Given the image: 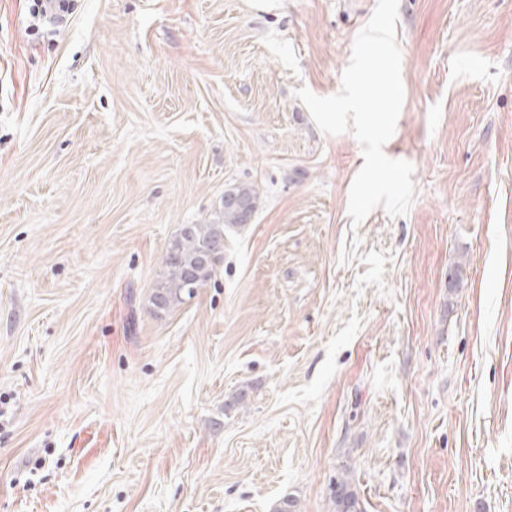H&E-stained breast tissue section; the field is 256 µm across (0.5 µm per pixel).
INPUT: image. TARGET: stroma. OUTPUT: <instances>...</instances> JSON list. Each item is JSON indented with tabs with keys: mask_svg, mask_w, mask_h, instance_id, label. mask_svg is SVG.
Listing matches in <instances>:
<instances>
[{
	"mask_svg": "<svg viewBox=\"0 0 512 512\" xmlns=\"http://www.w3.org/2000/svg\"><path fill=\"white\" fill-rule=\"evenodd\" d=\"M376 3L0 0V512H332L345 473L363 512H512V0H400L415 196L356 226L361 147L293 92ZM221 222L217 224H188L169 245L163 259L165 275L158 282L150 296L153 308L171 309L183 303L191 294L186 288V277L193 271L202 287L216 272V262L208 260L214 246L224 251V230L244 225L238 211L221 205Z\"/></svg>",
	"mask_w": 512,
	"mask_h": 512,
	"instance_id": "35a3bbf8",
	"label": "stroma"
}]
</instances>
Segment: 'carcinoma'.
Instances as JSON below:
<instances>
[{
  "label": "carcinoma",
  "instance_id": "carcinoma-1",
  "mask_svg": "<svg viewBox=\"0 0 512 512\" xmlns=\"http://www.w3.org/2000/svg\"><path fill=\"white\" fill-rule=\"evenodd\" d=\"M221 222L217 224H191L180 231L169 245L163 259L165 275L150 296L152 307L173 308L191 294L186 288L188 271H193L203 285L216 272V263L208 260L214 246L224 245V230L242 226L238 211L221 206ZM334 512H362L356 495L349 486V478L341 477L333 492Z\"/></svg>",
  "mask_w": 512,
  "mask_h": 512
}]
</instances>
